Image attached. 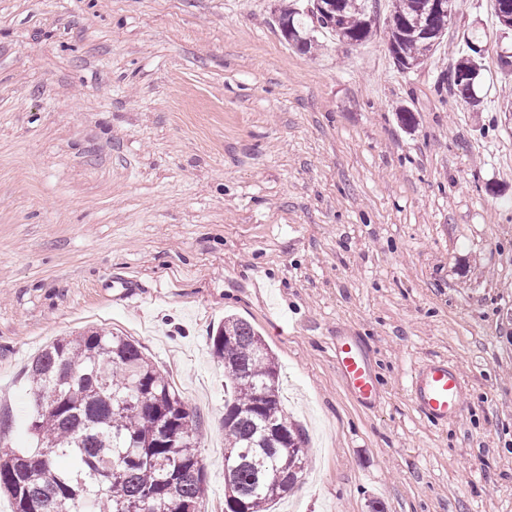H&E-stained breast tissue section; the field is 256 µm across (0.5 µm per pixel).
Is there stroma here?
I'll use <instances>...</instances> for the list:
<instances>
[{
  "label": "stroma",
  "mask_w": 512,
  "mask_h": 512,
  "mask_svg": "<svg viewBox=\"0 0 512 512\" xmlns=\"http://www.w3.org/2000/svg\"><path fill=\"white\" fill-rule=\"evenodd\" d=\"M281 0H0V442L34 447L33 358L105 330L138 341L193 415L224 503L232 315L268 344L304 482L274 512H512V75L481 106L442 82L492 0H458L435 54L397 70L384 29L310 51ZM135 281L131 295L112 280ZM360 341L379 397L336 370ZM448 362L463 412L413 406Z\"/></svg>",
  "instance_id": "obj_1"
}]
</instances>
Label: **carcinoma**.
<instances>
[{"label": "carcinoma", "instance_id": "obj_1", "mask_svg": "<svg viewBox=\"0 0 512 512\" xmlns=\"http://www.w3.org/2000/svg\"><path fill=\"white\" fill-rule=\"evenodd\" d=\"M336 14L279 12L281 33L308 48L327 30L349 45L368 42L377 23L376 0H335ZM428 0H391L386 38L394 65L420 66L443 36L442 18L412 27ZM512 0H495L498 28H512ZM473 49L446 77L455 101L478 106L483 81ZM212 356L224 366V512H269L306 470L300 428L284 413L279 372L265 340L252 326L227 317L210 336ZM36 396L30 431L36 447L0 448V493L14 512H202L207 493L193 415L169 377L126 336L88 330L46 346L32 361ZM285 431L278 443L267 424ZM65 466H59V461Z\"/></svg>", "mask_w": 512, "mask_h": 512}]
</instances>
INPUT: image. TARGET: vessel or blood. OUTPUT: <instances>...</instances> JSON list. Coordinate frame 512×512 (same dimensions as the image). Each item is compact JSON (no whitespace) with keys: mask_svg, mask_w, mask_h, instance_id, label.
Listing matches in <instances>:
<instances>
[{"mask_svg":"<svg viewBox=\"0 0 512 512\" xmlns=\"http://www.w3.org/2000/svg\"><path fill=\"white\" fill-rule=\"evenodd\" d=\"M336 367L361 401L369 403L375 400L376 380L356 342L337 343ZM462 389L460 374L447 363L435 362L415 372L410 380L409 396L420 413L439 422L461 413Z\"/></svg>","mask_w":512,"mask_h":512,"instance_id":"obj_1","label":"vessel or blood"}]
</instances>
